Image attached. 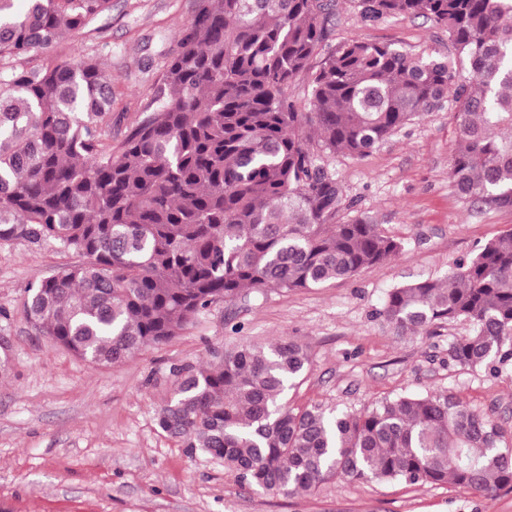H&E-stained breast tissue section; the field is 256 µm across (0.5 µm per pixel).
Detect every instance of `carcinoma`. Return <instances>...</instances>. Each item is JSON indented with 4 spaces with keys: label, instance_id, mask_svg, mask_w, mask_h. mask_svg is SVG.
Listing matches in <instances>:
<instances>
[{
    "label": "carcinoma",
    "instance_id": "1",
    "mask_svg": "<svg viewBox=\"0 0 512 512\" xmlns=\"http://www.w3.org/2000/svg\"><path fill=\"white\" fill-rule=\"evenodd\" d=\"M0 0V56L48 50L112 0ZM378 21L422 15L454 55L360 40L319 66L336 0H196L150 112L118 144L112 82L91 58L0 73V239L59 242L84 258L31 287L26 317L97 367L163 344L197 315L269 289L318 288L399 254L367 216L336 223L344 191L326 158H362L452 99L457 194L512 208V0H350ZM469 71L470 77L463 76ZM307 82L296 104L293 84ZM396 337L465 320L449 357L512 361V233L443 278L401 284L377 312ZM307 346L240 336L175 371L156 424L248 487L292 496L328 481L512 490L508 430L454 393L386 398L359 413L294 409Z\"/></svg>",
    "mask_w": 512,
    "mask_h": 512
}]
</instances>
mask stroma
<instances>
[{
    "mask_svg": "<svg viewBox=\"0 0 512 512\" xmlns=\"http://www.w3.org/2000/svg\"><path fill=\"white\" fill-rule=\"evenodd\" d=\"M194 0H112L89 29L56 48L0 57V71L45 70L81 54L112 82L110 124L120 142L146 115ZM359 39L415 56L453 53L445 28L421 16L363 21L337 0L318 58ZM458 147L453 102L405 125L366 157L330 158L344 187L337 219L368 216L403 243L392 259L319 288L269 290L260 301L220 304L168 342L127 362L96 367L55 346L26 320L31 285L78 263L56 242L0 240V512H512V490L486 497L450 484L341 482L284 497L243 488L222 463L189 455L156 425L174 367L208 360L233 334L261 345L304 341L311 362L288 394L292 405L357 412L401 393L447 389L512 427V363L498 370L455 365L463 320L422 337H395L376 312L398 285L439 278L487 241L512 232V208L464 202L448 179Z\"/></svg>",
    "mask_w": 512,
    "mask_h": 512,
    "instance_id": "35a3bbf8",
    "label": "stroma"
}]
</instances>
